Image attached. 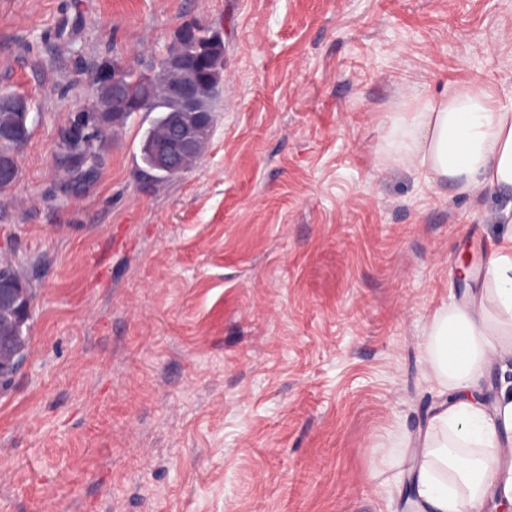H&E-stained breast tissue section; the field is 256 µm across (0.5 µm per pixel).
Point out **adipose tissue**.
Here are the masks:
<instances>
[{"label": "adipose tissue", "mask_w": 512, "mask_h": 512, "mask_svg": "<svg viewBox=\"0 0 512 512\" xmlns=\"http://www.w3.org/2000/svg\"><path fill=\"white\" fill-rule=\"evenodd\" d=\"M397 159L426 170L434 182L455 181L471 193L512 195V107L499 105L480 83L469 82L393 118ZM492 288L468 308L437 315L429 330V378L458 395L440 409L410 469L415 512H482L488 501L512 504V399L494 409L469 389L482 376L499 336L512 335V246L490 262Z\"/></svg>", "instance_id": "adipose-tissue-1"}]
</instances>
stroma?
Returning a JSON list of instances; mask_svg holds the SVG:
<instances>
[{"label": "stroma", "mask_w": 512, "mask_h": 512, "mask_svg": "<svg viewBox=\"0 0 512 512\" xmlns=\"http://www.w3.org/2000/svg\"><path fill=\"white\" fill-rule=\"evenodd\" d=\"M190 18L224 33L202 156L139 181L137 112L59 195L94 64H154ZM474 80L512 104V0H0L32 116L0 257L33 296L0 512H402L448 398L433 317L488 288L512 199L388 162L390 121Z\"/></svg>", "instance_id": "1"}]
</instances>
